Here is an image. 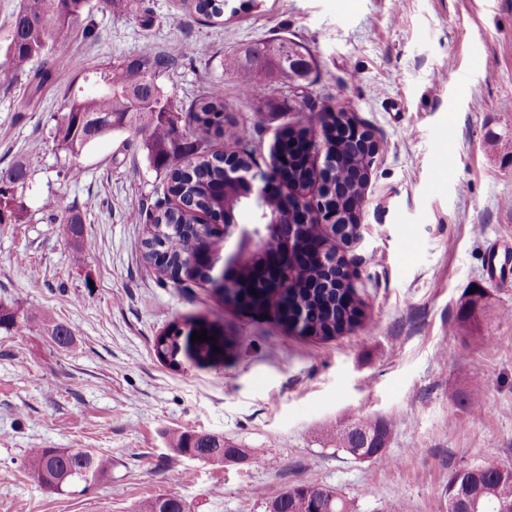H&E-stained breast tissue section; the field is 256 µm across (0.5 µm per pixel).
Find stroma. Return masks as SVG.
<instances>
[{"instance_id":"stroma-1","label":"stroma","mask_w":512,"mask_h":512,"mask_svg":"<svg viewBox=\"0 0 512 512\" xmlns=\"http://www.w3.org/2000/svg\"><path fill=\"white\" fill-rule=\"evenodd\" d=\"M226 3L211 27L184 17L180 0H90L37 95L23 77L0 88V177L17 164L28 172L21 221L0 224V309L30 320L0 326V512H134L166 493L188 512H266L298 484L337 490L353 512H441L455 470L486 459L512 467V269L487 272L489 244L512 241V0ZM276 39L304 46L310 73L242 90L230 60ZM179 43L208 53L158 83L183 131L197 95L222 97L212 150L235 149L246 128L268 167L276 136L306 126L312 108L345 109L374 136L365 237L345 249L363 303L354 328L300 335L208 285L157 273L143 241L168 177L141 137L110 134L76 155L59 145L63 95L82 68ZM260 99L281 108L256 111ZM66 210L82 222L79 238ZM473 287L488 297L464 323ZM185 321L237 344L169 364L155 339ZM58 323L72 329L70 348L52 339ZM356 414L390 423L384 458L318 440ZM184 430L254 455L176 458L168 437ZM33 448H90L112 468L87 492L62 494L27 474Z\"/></svg>"}]
</instances>
